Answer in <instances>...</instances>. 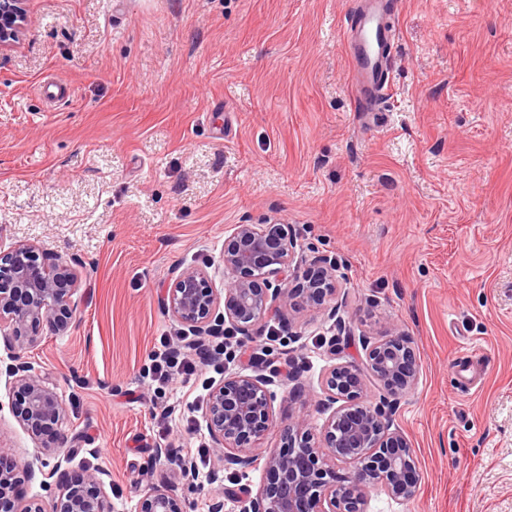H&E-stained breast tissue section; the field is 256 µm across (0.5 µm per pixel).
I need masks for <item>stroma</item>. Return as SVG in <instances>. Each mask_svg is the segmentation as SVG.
Returning a JSON list of instances; mask_svg holds the SVG:
<instances>
[{
    "instance_id": "stroma-1",
    "label": "stroma",
    "mask_w": 512,
    "mask_h": 512,
    "mask_svg": "<svg viewBox=\"0 0 512 512\" xmlns=\"http://www.w3.org/2000/svg\"><path fill=\"white\" fill-rule=\"evenodd\" d=\"M357 0H28L21 43L0 52V253L35 242L87 262L77 323L37 328L26 353L68 398L77 442L55 467L9 405L0 345V454L54 470H105L112 512L151 486L208 512L234 469L193 483L156 461L212 448L208 389L253 373L215 352L187 393L148 369L160 337L182 340L164 290L187 268L223 289L233 225L288 224L295 259L336 257L335 291L265 317L274 355L296 362L272 387L259 442L285 452L306 417L320 434L331 366H363L389 326L421 361L393 426L415 459L414 497L372 489L367 512H512V0H398L391 89L355 109L344 39ZM335 338L327 356L322 338ZM479 354L470 384L452 360Z\"/></svg>"
}]
</instances>
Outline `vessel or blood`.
Segmentation results:
<instances>
[{"label": "vessel or blood", "mask_w": 512, "mask_h": 512, "mask_svg": "<svg viewBox=\"0 0 512 512\" xmlns=\"http://www.w3.org/2000/svg\"><path fill=\"white\" fill-rule=\"evenodd\" d=\"M394 8V0H360L349 25L355 105L363 112L378 111L388 82L395 32L387 17Z\"/></svg>", "instance_id": "obj_1"}]
</instances>
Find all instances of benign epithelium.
Returning a JSON list of instances; mask_svg holds the SVG:
<instances>
[{"label":"benign epithelium","instance_id":"1","mask_svg":"<svg viewBox=\"0 0 512 512\" xmlns=\"http://www.w3.org/2000/svg\"><path fill=\"white\" fill-rule=\"evenodd\" d=\"M28 22L27 0H0V51L20 43ZM313 273L298 275L293 264V239L288 225L237 224L224 238V301L212 288L207 271L185 269L169 286L168 312L199 336L250 330L276 305L293 296L319 301L333 292L336 259L317 260ZM84 260L76 255L47 252L23 243L0 254V337L10 352L7 367L12 409L18 424L38 441L42 454L57 459L42 473L43 485L70 460L72 437L58 428L67 403L33 372L25 353L32 330L44 327L63 335L77 321L73 295ZM277 278L272 283L271 278ZM224 312H219V304ZM365 369L333 367L325 381L328 405L334 406L319 437L307 421L288 427L286 454H266L252 443L270 422L274 373L239 374L211 387L205 418L222 469H261L270 480L248 499L246 512H366L368 492L383 485L393 497L408 500L416 493L415 460L403 434L393 428L388 397L371 405L363 400L368 382L399 400L413 388L420 370L413 340L397 327L379 343L364 341ZM348 466L336 472V464ZM18 464L0 455V512H46L36 499L21 492ZM105 473H87L67 482L52 500L51 512H112L105 496ZM138 512H187L186 502L161 487L148 488Z\"/></svg>","mask_w":512,"mask_h":512}]
</instances>
